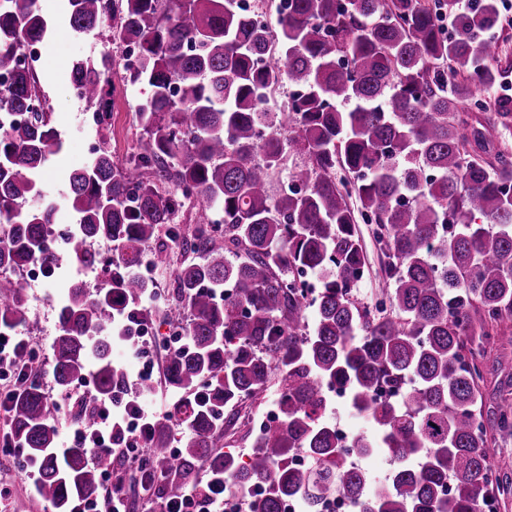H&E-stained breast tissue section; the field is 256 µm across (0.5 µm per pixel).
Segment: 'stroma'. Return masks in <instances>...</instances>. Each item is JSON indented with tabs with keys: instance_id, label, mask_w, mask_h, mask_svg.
I'll return each instance as SVG.
<instances>
[{
	"instance_id": "1",
	"label": "stroma",
	"mask_w": 512,
	"mask_h": 512,
	"mask_svg": "<svg viewBox=\"0 0 512 512\" xmlns=\"http://www.w3.org/2000/svg\"><path fill=\"white\" fill-rule=\"evenodd\" d=\"M43 13L51 20L52 33L43 47V56L34 70V76L47 98L51 121L58 131L62 148L51 156L44 167L42 179L43 194L32 201L33 206L42 207L50 199L59 201L56 221L64 226H74L77 213L62 200L68 189V175L71 171L87 165L86 144L95 139L97 127L89 121L96 108L85 101L76 99L70 91L69 65L79 58H108L112 71V82L107 90L105 102L108 121L111 125L110 148L115 160H128L135 152L140 128L135 119V109L144 96L146 88L131 83L124 71L123 62L115 45L111 42V28L102 25L93 34L75 35L66 20L67 0H41ZM76 267L63 262L55 275L48 280L35 283L28 289V307L31 323L19 328L18 333L30 337L43 349V369L38 377L40 388L47 399H56L72 405L80 397L79 389L62 393L52 375V346L58 332V313L63 299L62 287L76 279ZM512 356V342L500 341L489 350L488 360L482 365L483 379L480 389L485 406H493L503 392L512 390V373L499 370L494 362L497 354ZM277 384L256 399L241 405V417L233 428L234 440L229 443L230 452L247 457L252 450L250 418L260 412L264 405L276 399ZM37 471L24 469L11 461L0 458V482H7L15 489L14 498L0 505V512H53L49 503L36 492Z\"/></svg>"
}]
</instances>
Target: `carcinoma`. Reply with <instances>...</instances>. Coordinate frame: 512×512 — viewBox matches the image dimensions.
<instances>
[{"label":"carcinoma","instance_id":"cac0c4a2","mask_svg":"<svg viewBox=\"0 0 512 512\" xmlns=\"http://www.w3.org/2000/svg\"><path fill=\"white\" fill-rule=\"evenodd\" d=\"M72 30L84 35L112 15L113 44L137 48L125 64L148 95L136 109L142 136L131 159L112 160V130L68 176L66 200L79 215L67 258L93 264L91 241L120 247L97 297L69 285L59 309L53 378L62 391L85 373L95 394L84 420L123 386L112 361L111 324L125 333L150 316V284L134 271L161 233L191 255L176 267L170 322L186 347L169 356L166 377L184 391L175 415L186 457L162 441L146 448L168 496L196 486L188 459L237 486L263 485L250 512H282L288 496L316 512L326 498L356 495L361 512H482L492 495L512 493V467L491 463L488 432L512 437V398L484 409L478 364L512 319V97L487 94L512 75V61L487 36L497 0H288L279 33L260 31L238 0H67ZM48 20L37 0H0V268L45 256L46 225L57 205L27 207L45 164L61 149L33 72L20 66ZM82 98L100 103L111 82L103 61L72 62ZM297 90L288 111L265 98ZM299 184L276 195L274 177ZM214 207L222 224L194 233L176 224L186 202ZM371 226L388 283L369 305L356 296L367 253L356 224ZM318 281L310 298L297 287ZM480 315L479 331L472 314ZM29 322L27 292L0 275V327ZM281 372L279 415L248 460L215 451L225 411L262 391ZM383 383L401 388L373 399ZM346 388L351 408L372 427L344 451L324 420L329 389ZM56 412L36 386L10 408L11 431L40 461L36 488L54 512L99 492L85 451L56 454ZM310 459L296 466L294 450ZM385 448L395 469L383 488L347 460Z\"/></svg>","mask_w":512,"mask_h":512}]
</instances>
